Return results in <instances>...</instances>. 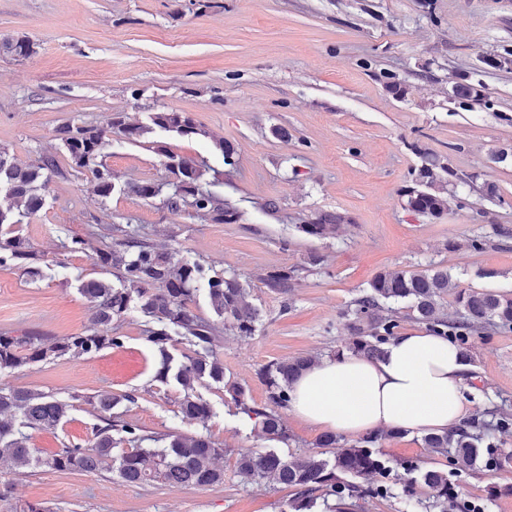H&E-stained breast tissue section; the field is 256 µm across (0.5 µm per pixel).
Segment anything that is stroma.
Masks as SVG:
<instances>
[{"label": "stroma", "instance_id": "1", "mask_svg": "<svg viewBox=\"0 0 512 512\" xmlns=\"http://www.w3.org/2000/svg\"><path fill=\"white\" fill-rule=\"evenodd\" d=\"M19 36L34 51L23 59L0 52V150L20 166L50 157L56 167L42 210L20 225L38 276L0 267V331L49 342L96 332L79 288L90 278L115 281L91 251L127 227L155 248L239 274L260 319L247 337L219 332L213 352L224 380L198 388L212 409L203 425L179 414L180 387L156 381L149 318L135 305L112 325L121 347L1 372L2 384L72 406L62 426L32 432L41 455L87 443L97 422L90 397L112 394L121 399L114 415L146 433L210 436L224 450L216 460L224 483L137 486L105 470L0 463V512L28 504L48 512H284L293 489L241 482L238 452H310L322 432L285 409L288 442L257 438L226 385L266 406L262 367L332 356L351 338L345 311L380 272L440 267L460 287L512 294V0H0V42ZM459 83L477 88L480 101L456 97ZM159 111L189 113L200 135L156 128L137 143L113 137L105 162L115 188L98 196L92 175L73 168L58 127H99L115 114L145 125ZM222 141L234 147L235 166L225 165ZM158 144L206 169L235 223L126 191L130 181L166 179ZM420 146L454 173L437 219L404 207ZM489 183L496 196H486ZM270 201L277 210H267ZM318 211L348 222L336 237L307 236L300 225ZM75 238L89 250H69ZM473 238L482 250L469 248ZM315 254L322 264H311ZM271 271L294 275L293 290L267 288ZM470 343L461 381L469 420L512 415V329ZM423 438L410 430L383 440L382 451L398 464L447 472L463 500L487 501L490 483H512V465L460 472ZM487 503V512H512V495Z\"/></svg>", "mask_w": 512, "mask_h": 512}]
</instances>
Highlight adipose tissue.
Masks as SVG:
<instances>
[{
    "instance_id": "1",
    "label": "adipose tissue",
    "mask_w": 512,
    "mask_h": 512,
    "mask_svg": "<svg viewBox=\"0 0 512 512\" xmlns=\"http://www.w3.org/2000/svg\"><path fill=\"white\" fill-rule=\"evenodd\" d=\"M464 364L447 339L404 334L379 361L325 358L294 384L290 411L345 436L391 428L435 433L465 417Z\"/></svg>"
}]
</instances>
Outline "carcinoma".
<instances>
[{
  "mask_svg": "<svg viewBox=\"0 0 512 512\" xmlns=\"http://www.w3.org/2000/svg\"><path fill=\"white\" fill-rule=\"evenodd\" d=\"M3 48L15 57L25 58L33 52L30 40L19 37L3 43ZM151 125L128 124L120 116H111L105 126L88 128L66 125L59 130L61 140L72 164L91 171L96 192L103 198L115 188L112 170L104 162L112 134L131 141L138 140L156 127L183 137L202 134L193 119L185 112H153ZM166 169L170 180L166 205L177 211L190 205L204 220L231 224L237 214L224 201L203 189L204 171L194 161L166 154ZM54 159L43 158L25 167L9 163L0 150V191L10 200L0 208V267L25 263L35 258L29 242L20 234L15 216H30L44 205V189L48 171ZM437 159L426 153L416 173V187L405 194L404 207L414 213L439 218L448 211V189L438 179ZM126 190L142 199H152L162 192V186L150 181L126 183ZM348 223L340 213L318 212L300 225L306 235L328 238L336 235L342 224ZM94 263L118 271L120 286L91 279L80 287L92 310L91 323L110 325L119 320L132 301H137L152 319L154 327L147 330V339L156 348L160 365L155 378L162 384L175 381L182 390L179 413L182 417L206 424L211 416L207 400L197 392L206 379L224 381V365L213 356L212 346L219 330H232L240 336L254 333L259 311L248 301L247 289L234 272L218 273L211 267L180 257L174 251H159L131 231L106 249L93 253ZM265 285L286 292L293 287L286 273L271 272ZM200 290L207 293L210 304L222 324L218 325L196 315L190 303ZM452 295L459 305L458 317L450 320L442 312L439 301ZM406 304L413 316L425 323L436 336L450 339L459 357L469 358L470 336L496 328H512V294L491 290H472L459 287L448 270L428 269L420 274L380 272L369 282L365 294L355 307L345 313L354 332L346 345L336 350V357L345 355L379 360L385 346L394 338L397 320L396 305ZM187 340L197 347L194 354L183 356L176 363L171 352L174 343ZM122 337L108 333L68 336L47 343L37 336H12L0 332V371L15 370L25 365L63 356H91L104 348L119 347ZM316 362L312 355L273 362L261 369L260 375L268 388L269 406L257 408L247 403L244 390L235 385L227 388L239 410L255 420L261 435L288 443L286 429L278 409L288 407L294 383ZM120 398L98 395L94 409L99 423L94 425L92 439L86 445H72L43 457L29 445L26 430H51L67 418L70 404L51 394L31 389L0 386V459L18 469L43 466L51 470L78 469L93 472L110 459L119 476L134 485L164 482L185 488L216 486L224 482V471L212 461L224 449L215 446L207 436H183L174 433L143 434L136 425L112 419V409ZM125 434L131 447L113 454L116 442L112 431ZM398 433L371 432L348 441L343 436L328 433L321 436L316 447L337 448L331 458L314 453H294L281 456L273 450L247 449L239 453L237 474L248 484L260 485L270 479L293 487L295 497L288 503L289 512H314L322 502V512H345L349 499L387 498L393 494L389 482L393 467L380 451L381 442ZM425 446L437 452L453 449L455 465L469 470L482 461L498 468L504 458L494 453L492 446L480 435L462 428L441 434L424 436ZM407 479L399 489L402 499L412 508L424 506L417 495L421 483L435 491L433 507L440 512H475L472 505L458 501L440 470L421 471L414 463L401 461ZM334 498L335 504L328 502Z\"/></svg>",
  "mask_w": 512,
  "mask_h": 512,
  "instance_id": "obj_1",
  "label": "carcinoma"
}]
</instances>
